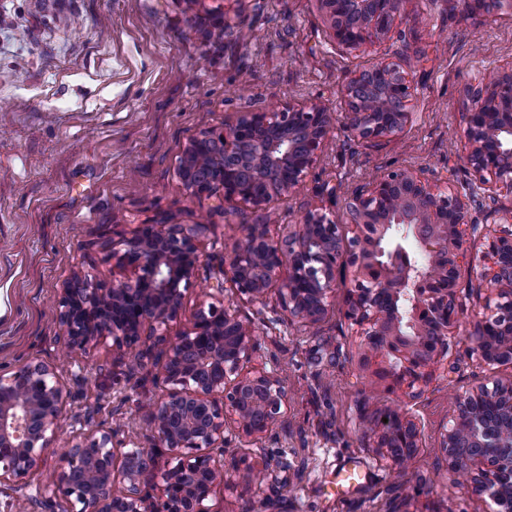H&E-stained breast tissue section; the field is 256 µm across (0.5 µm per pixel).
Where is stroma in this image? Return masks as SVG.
Here are the masks:
<instances>
[{
    "mask_svg": "<svg viewBox=\"0 0 512 512\" xmlns=\"http://www.w3.org/2000/svg\"><path fill=\"white\" fill-rule=\"evenodd\" d=\"M410 57L412 122L379 146L333 125L297 193L274 198L279 223H302L320 209L355 232L349 192L376 175L425 167L440 183L471 191L479 177L462 160V90L484 73L512 67V10L486 12L473 0H405L385 37L333 45L316 0H0V373L54 359L70 391L54 452L32 482L70 512L53 473L76 435L120 426L118 441L151 447L141 401L161 397L153 365L130 369L111 340L66 354L57 338L59 301L74 274L107 286L118 269L112 244L138 225L208 224L204 260L188 286L174 337L209 302L213 257L231 248L258 213L192 196L179 177L182 152L202 125L237 113L320 101L344 109L345 77L376 62ZM463 310L448 355L421 395L389 391L356 361L360 338L336 297L326 322L287 326L276 295L239 304L254 320L262 360L291 392L285 420L256 440L253 458L278 469L279 484L226 486L218 512H491L449 472L439 448L455 395L512 378L488 369L467 334L484 312L487 285L461 267ZM409 412L422 446L404 473L380 461L365 421L385 408ZM364 475L342 492L340 466Z\"/></svg>",
    "mask_w": 512,
    "mask_h": 512,
    "instance_id": "obj_1",
    "label": "stroma"
}]
</instances>
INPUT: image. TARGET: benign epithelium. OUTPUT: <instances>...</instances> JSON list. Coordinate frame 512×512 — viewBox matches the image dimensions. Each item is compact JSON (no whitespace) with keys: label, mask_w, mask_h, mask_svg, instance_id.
Instances as JSON below:
<instances>
[{"label":"benign epithelium","mask_w":512,"mask_h":512,"mask_svg":"<svg viewBox=\"0 0 512 512\" xmlns=\"http://www.w3.org/2000/svg\"><path fill=\"white\" fill-rule=\"evenodd\" d=\"M340 45L353 47L373 30L392 32L404 0H318ZM414 86L398 64L378 62L346 77V112L337 117L322 103L288 105L273 112H241L224 130L203 128L186 146L179 174L193 196H215L262 213L260 224H242L213 285L230 284L238 301L255 303L275 292L291 326L314 328L335 298L336 269L346 261L354 286L346 289V317L358 327V364L390 385L413 388L429 381L448 353V327L461 302L455 289L466 257L462 227L473 198L441 188L424 169L389 171L346 199L356 227L351 247L319 210L301 224L270 230L268 205L295 192L316 163L333 123L342 120L354 138L370 144L397 135L411 121L406 102ZM465 163L488 184L512 186V69L464 88ZM205 224H140L113 244L121 270L112 287L77 276L60 301L63 339L72 349L112 339L128 351L177 320L184 291L201 264ZM491 266L480 273L490 286L485 313L469 333V349L489 367L512 365V229L487 238ZM254 323L229 302L200 305L169 340L160 365L162 398L144 408L152 436L176 464L143 487L154 454L142 446L123 450L115 433L78 437L54 473L57 488L77 512H217L211 501L228 483L249 489L267 468L243 455H227L232 439L245 448L270 433L288 412L280 377L256 364ZM65 384L50 361H32L0 374V493L16 512L40 496L30 477L51 448ZM377 432L379 456L404 470L422 441L418 424L395 410L368 423ZM440 448L448 469L467 492L488 497L493 512H512V379L459 394ZM120 485L108 498L101 488Z\"/></svg>","instance_id":"1"}]
</instances>
